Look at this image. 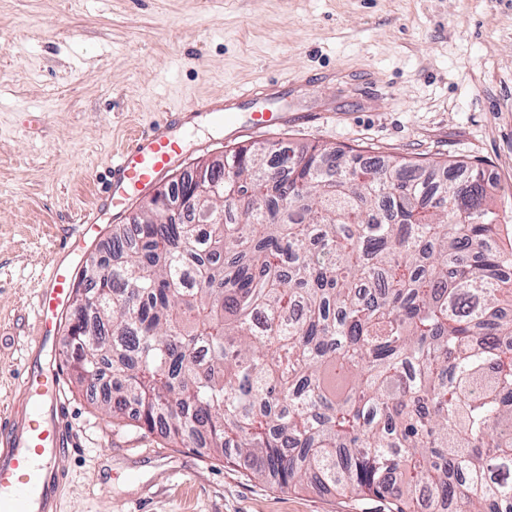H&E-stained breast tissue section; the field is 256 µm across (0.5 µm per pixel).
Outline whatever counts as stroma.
I'll return each mask as SVG.
<instances>
[{
	"label": "stroma",
	"mask_w": 512,
	"mask_h": 512,
	"mask_svg": "<svg viewBox=\"0 0 512 512\" xmlns=\"http://www.w3.org/2000/svg\"><path fill=\"white\" fill-rule=\"evenodd\" d=\"M291 79L299 122L235 140L174 128L177 170L242 145L354 147L480 164L512 216V0H0V412L36 337L51 252L113 154L165 112ZM75 447L59 512H393L282 488L220 454L104 415L65 377Z\"/></svg>",
	"instance_id": "35a3bbf8"
}]
</instances>
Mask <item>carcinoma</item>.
<instances>
[{"instance_id":"carcinoma-1","label":"carcinoma","mask_w":512,"mask_h":512,"mask_svg":"<svg viewBox=\"0 0 512 512\" xmlns=\"http://www.w3.org/2000/svg\"><path fill=\"white\" fill-rule=\"evenodd\" d=\"M224 177L112 225L93 305L82 270L65 360L111 369L103 411L281 487L512 512V236L484 170L273 142ZM170 186V185H169ZM159 189L155 194L153 199H150L145 208L146 209H157L162 210L165 213H170L172 210H176L179 207H189L194 206L197 202V198L195 197H186L183 200H178L173 202V199L167 198L168 188Z\"/></svg>"}]
</instances>
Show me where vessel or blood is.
Masks as SVG:
<instances>
[{"instance_id": "1", "label": "vessel or blood", "mask_w": 512, "mask_h": 512, "mask_svg": "<svg viewBox=\"0 0 512 512\" xmlns=\"http://www.w3.org/2000/svg\"><path fill=\"white\" fill-rule=\"evenodd\" d=\"M287 94V88L272 79L231 96L192 101L166 113L117 154L100 205L80 215L43 279L36 305V352H58L59 335L75 297L78 258L102 234V210L124 212L135 196L155 187L179 160L182 143L172 137L171 127L202 114L223 127L229 139L262 133L292 121V114L281 106ZM18 384L19 407L0 417V512H57L67 479L61 462L70 451V436L61 424L62 378L59 371L28 363Z\"/></svg>"}]
</instances>
